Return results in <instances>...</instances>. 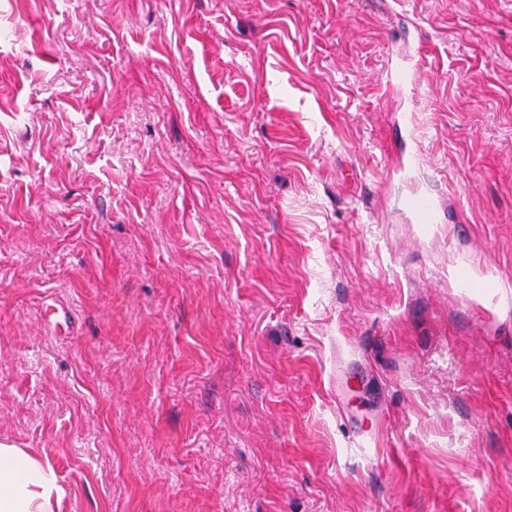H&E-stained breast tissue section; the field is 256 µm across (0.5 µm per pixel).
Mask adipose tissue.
<instances>
[{"label":"adipose tissue","instance_id":"ef3b65f1","mask_svg":"<svg viewBox=\"0 0 512 512\" xmlns=\"http://www.w3.org/2000/svg\"><path fill=\"white\" fill-rule=\"evenodd\" d=\"M63 495L47 461L0 443V512H55Z\"/></svg>","mask_w":512,"mask_h":512}]
</instances>
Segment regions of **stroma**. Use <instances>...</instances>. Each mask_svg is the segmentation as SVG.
Instances as JSON below:
<instances>
[{
  "instance_id": "1",
  "label": "stroma",
  "mask_w": 512,
  "mask_h": 512,
  "mask_svg": "<svg viewBox=\"0 0 512 512\" xmlns=\"http://www.w3.org/2000/svg\"><path fill=\"white\" fill-rule=\"evenodd\" d=\"M397 2L0 0V442L62 512H512V0H405L423 227ZM428 48L426 43H419L415 48V58L420 57L417 62L411 65L389 64L386 68L383 80L388 90L405 88L414 89L419 78V69L424 62L423 55H426ZM403 123V132L401 133V155L406 159L409 166H415L421 169L422 160L419 154L418 138L416 136V128L414 125H408L404 118H401ZM405 211L413 224H440L442 201L438 195L434 183L427 178L423 188L415 191L408 197ZM349 393H350V387H349V379L345 375H338L336 376V403L343 411L344 415L348 419V421L351 422L352 427L354 428V431L356 435L358 436L357 444L361 445L364 442L369 441L370 435L372 434L373 430L372 425L373 422H371V425L369 428L364 427V422L359 421L354 416H352L349 412Z\"/></svg>"
}]
</instances>
